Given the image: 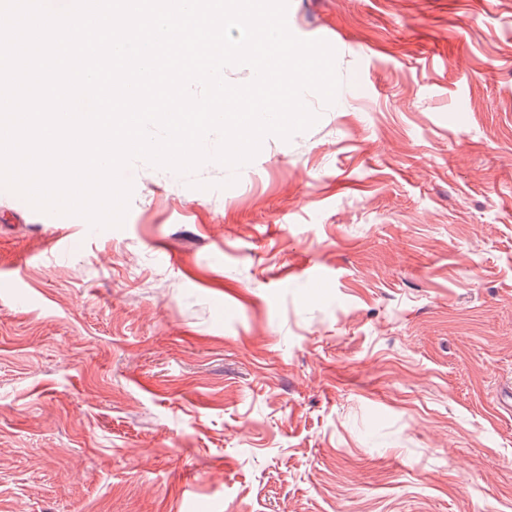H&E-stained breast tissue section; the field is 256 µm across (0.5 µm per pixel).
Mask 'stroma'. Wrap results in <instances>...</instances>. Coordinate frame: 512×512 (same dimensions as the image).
Returning a JSON list of instances; mask_svg holds the SVG:
<instances>
[{
  "label": "stroma",
  "instance_id": "stroma-1",
  "mask_svg": "<svg viewBox=\"0 0 512 512\" xmlns=\"http://www.w3.org/2000/svg\"><path fill=\"white\" fill-rule=\"evenodd\" d=\"M334 104L122 227L0 190V512H512V0H289Z\"/></svg>",
  "mask_w": 512,
  "mask_h": 512
}]
</instances>
